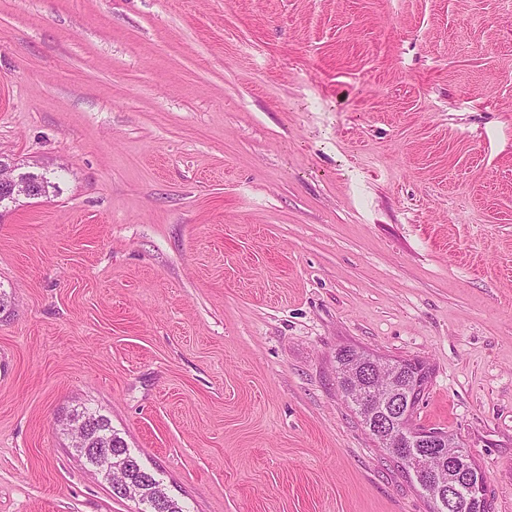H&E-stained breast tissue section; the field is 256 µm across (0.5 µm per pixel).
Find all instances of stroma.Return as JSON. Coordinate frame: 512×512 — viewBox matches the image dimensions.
Wrapping results in <instances>:
<instances>
[{"label": "stroma", "instance_id": "obj_1", "mask_svg": "<svg viewBox=\"0 0 512 512\" xmlns=\"http://www.w3.org/2000/svg\"><path fill=\"white\" fill-rule=\"evenodd\" d=\"M0 512H429L336 383L424 361L414 420L512 512V0H0ZM14 164L0 159V196L16 199L19 196L36 197L39 191L38 181ZM86 417L93 422L84 429L83 443L74 446L78 457L85 459L88 465L101 473L113 488L110 468L105 461L106 457H112V469L122 468L127 481L137 488L139 501L149 505L151 510L144 512H183L177 502L169 496L160 497L159 481L141 466L136 457L131 455L122 438L112 430V421L108 416L97 410L82 407L80 410L72 411L65 423L66 428L73 422L83 421ZM110 435H112V445L106 440Z\"/></svg>", "mask_w": 512, "mask_h": 512}]
</instances>
